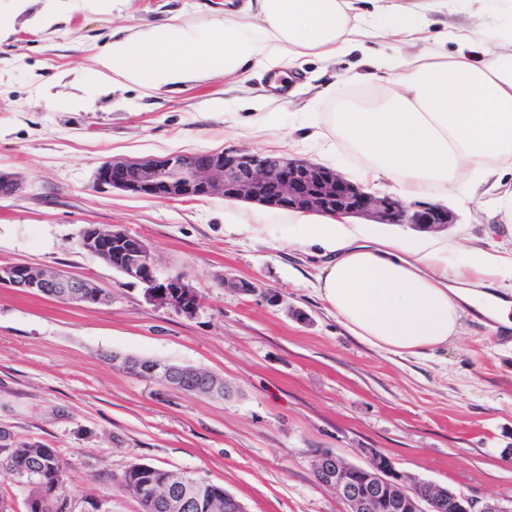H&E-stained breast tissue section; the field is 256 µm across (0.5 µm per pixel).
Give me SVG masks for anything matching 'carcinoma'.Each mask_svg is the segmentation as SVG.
I'll list each match as a JSON object with an SVG mask.
<instances>
[{"instance_id":"carcinoma-1","label":"carcinoma","mask_w":512,"mask_h":512,"mask_svg":"<svg viewBox=\"0 0 512 512\" xmlns=\"http://www.w3.org/2000/svg\"><path fill=\"white\" fill-rule=\"evenodd\" d=\"M0 436L8 437L15 443L12 456L0 458V469L8 474L15 485L22 475L28 480L24 486L27 490L25 512H63L57 474L64 471V466L57 450L39 442L21 440L4 428H0ZM123 483L127 486L165 483L177 494L190 498L189 512H214L213 501L224 498V487L220 485L200 479L195 486L186 473L145 464H134L125 470Z\"/></svg>"}]
</instances>
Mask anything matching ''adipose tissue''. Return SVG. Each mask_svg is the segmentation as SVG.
I'll return each instance as SVG.
<instances>
[{
  "mask_svg": "<svg viewBox=\"0 0 512 512\" xmlns=\"http://www.w3.org/2000/svg\"><path fill=\"white\" fill-rule=\"evenodd\" d=\"M30 27L50 29L73 6L108 13L117 0H41ZM246 0L248 21L200 27L174 16L113 32L79 93L49 94L51 110L90 107L101 88L157 92L254 65L287 76L308 59L362 51L375 88L364 102L324 113L323 126L362 158L364 174L406 198L491 195L504 242L449 249L439 239L381 234L362 224L307 214L285 225L280 248L320 247L313 289L349 334L394 356L445 349L467 311L493 332L512 330V302L492 291L512 277V26L484 31L455 22L456 0Z\"/></svg>",
  "mask_w": 512,
  "mask_h": 512,
  "instance_id": "1",
  "label": "adipose tissue"
}]
</instances>
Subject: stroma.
Masks as SVG:
<instances>
[{
    "instance_id": "35a3bbf8",
    "label": "stroma",
    "mask_w": 512,
    "mask_h": 512,
    "mask_svg": "<svg viewBox=\"0 0 512 512\" xmlns=\"http://www.w3.org/2000/svg\"><path fill=\"white\" fill-rule=\"evenodd\" d=\"M227 0H123L109 14L73 9L53 28L23 18L0 42V170L20 189L0 198V265L26 263L93 279L104 304L63 303L0 287V427L58 451L69 496L111 498L112 512H141L115 485L141 463L203 477L246 512H345L313 473L319 452L364 464L367 449L400 472L483 499L512 498V333L491 335L483 316L434 357L389 356L359 342L323 307L310 281L318 261L274 247L269 232L225 234L228 224H284L286 210L197 197L144 198L94 185L107 159L249 151L293 155L362 182L361 160L344 142L333 152L239 124L251 98L272 97L281 130L296 113L315 121L335 103L321 93L349 83L356 55L307 63L308 78L274 89L261 68L245 80L216 78L156 93L128 86L79 111H51L45 82L76 90L77 72L112 30L181 13L202 26L223 21ZM449 247H491L489 204L445 197ZM144 238L161 275H185L202 296L196 315L159 306L78 245L82 227ZM247 280L255 295L225 287ZM274 290L271 306L260 294ZM305 320H298L296 311ZM190 366L223 378L216 400L177 391L125 370L113 355Z\"/></svg>"
}]
</instances>
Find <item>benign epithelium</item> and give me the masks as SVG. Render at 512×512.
Wrapping results in <instances>:
<instances>
[{"mask_svg": "<svg viewBox=\"0 0 512 512\" xmlns=\"http://www.w3.org/2000/svg\"><path fill=\"white\" fill-rule=\"evenodd\" d=\"M95 185L161 199L210 197L250 201L279 209L323 216H351L378 224H410L437 230L453 223V214L439 204L407 206L391 196H375L333 169L274 154L242 152L177 153L158 159L104 161ZM79 246L125 277L144 286L145 295L161 306L188 317L199 310L202 297L183 275L161 278L148 244L123 230L92 228L79 232ZM0 285L30 293L55 290L65 303L99 304L110 295L84 277L45 272L25 264L0 266ZM136 375L147 372L163 385L189 390V369L158 361L125 358ZM207 396H227L224 380L206 379ZM318 482L336 491L346 512H512V499H477L429 482L410 480L385 454L371 450L366 465L345 462L331 452L317 455ZM133 494L148 508L163 500L174 512L187 509L186 500L155 485L140 486Z\"/></svg>", "mask_w": 512, "mask_h": 512, "instance_id": "1", "label": "benign epithelium"}]
</instances>
